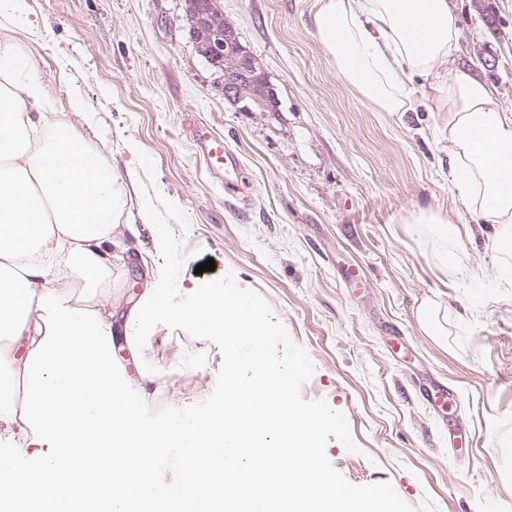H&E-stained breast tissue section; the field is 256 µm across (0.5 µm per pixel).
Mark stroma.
Wrapping results in <instances>:
<instances>
[{"label":"stroma","instance_id":"stroma-1","mask_svg":"<svg viewBox=\"0 0 512 512\" xmlns=\"http://www.w3.org/2000/svg\"><path fill=\"white\" fill-rule=\"evenodd\" d=\"M21 35L38 60L54 111L97 137L120 173L136 170L125 211L157 214L128 237L117 288L137 299L154 267V233L171 245L169 287L236 271L272 330L263 348L290 378L288 403L328 417L306 458L317 479L348 491L362 512L390 497L396 512H512V263L496 228L444 243L409 223L429 204L471 223L448 177L439 114L415 84L390 113L352 91L313 27L315 0H220L278 101L243 112L186 31L185 0H17ZM458 62L512 108V0H450ZM204 123L237 155L248 183L224 192L194 141ZM214 259L216 268L198 272ZM366 289L353 294L348 266ZM433 301L448 333L427 335L417 312ZM129 377L161 368L144 418L174 408H224V340L158 324L152 347L116 351ZM303 367H294L295 358ZM456 391L449 412L418 399L420 379Z\"/></svg>","mask_w":512,"mask_h":512}]
</instances>
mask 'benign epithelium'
Segmentation results:
<instances>
[{
	"label": "benign epithelium",
	"mask_w": 512,
	"mask_h": 512,
	"mask_svg": "<svg viewBox=\"0 0 512 512\" xmlns=\"http://www.w3.org/2000/svg\"><path fill=\"white\" fill-rule=\"evenodd\" d=\"M189 36L196 52L222 77L224 98L244 112H275L277 98L257 59L224 20L217 0H187Z\"/></svg>",
	"instance_id": "obj_1"
}]
</instances>
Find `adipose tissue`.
<instances>
[{
	"label": "adipose tissue",
	"instance_id": "adipose-tissue-1",
	"mask_svg": "<svg viewBox=\"0 0 512 512\" xmlns=\"http://www.w3.org/2000/svg\"><path fill=\"white\" fill-rule=\"evenodd\" d=\"M3 11L14 14L16 34L0 37V431L17 442L0 489L33 504L54 494L61 512H84L93 499L106 512H130L133 498L118 476L147 479L173 438L186 450L176 483L198 495L196 512H216L218 499L239 497V454L228 465L224 495L209 493L199 477L201 456L226 442L238 450L254 445L269 469L291 475L279 492L261 496L262 512H328L326 495L293 454L320 418L278 400L284 377L263 372L257 390L278 428L273 442L257 427L220 418L199 430L202 416L188 406L161 436L143 420L158 372L142 368L129 386L114 361L116 341L141 354L156 324L173 318L196 335L223 337L235 360L242 337L270 330L231 274L220 285L156 282L115 322L111 304L93 290L124 273L120 243L137 231L122 219L126 184L102 142L53 111L38 62L17 38L26 19L14 0H0ZM314 24L344 82L380 111H406L414 76L427 78L453 185L468 212L497 225L498 247L511 253L512 109L455 65L458 16L448 0H317ZM254 393L235 395L247 418L256 414Z\"/></svg>",
	"mask_w": 512,
	"mask_h": 512
}]
</instances>
